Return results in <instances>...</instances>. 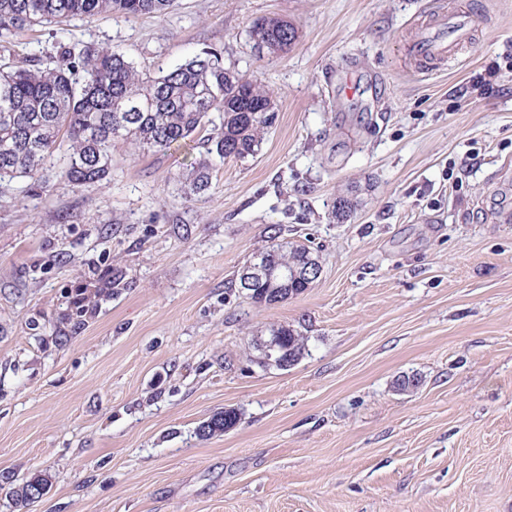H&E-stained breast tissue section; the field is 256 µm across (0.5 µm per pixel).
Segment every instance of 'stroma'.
<instances>
[{
	"mask_svg": "<svg viewBox=\"0 0 512 512\" xmlns=\"http://www.w3.org/2000/svg\"><path fill=\"white\" fill-rule=\"evenodd\" d=\"M444 5L484 21L425 68L410 36ZM264 15L294 25L287 53L254 50ZM65 36L152 75L217 49L275 114L199 194L180 180L196 137L116 143L101 183L0 184V512L38 472L33 512H512V0H176ZM273 240L321 274L260 305L237 274ZM274 325L306 339L285 369L259 362ZM405 373L421 386L398 391ZM227 408L237 424L200 437ZM50 486L51 476L46 472L35 473L21 483L12 485L11 496L15 506L19 509H29L47 494Z\"/></svg>",
	"mask_w": 512,
	"mask_h": 512,
	"instance_id": "stroma-1",
	"label": "stroma"
}]
</instances>
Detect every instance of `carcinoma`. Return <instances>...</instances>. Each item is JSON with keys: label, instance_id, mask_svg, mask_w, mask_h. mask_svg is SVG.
<instances>
[{"label": "carcinoma", "instance_id": "1", "mask_svg": "<svg viewBox=\"0 0 512 512\" xmlns=\"http://www.w3.org/2000/svg\"><path fill=\"white\" fill-rule=\"evenodd\" d=\"M174 0H0V47L12 50L23 29L60 27L75 16L100 14L125 18L162 14ZM255 46L268 54L285 53L296 40L294 26L279 17H261L249 28ZM55 53L20 56L0 69V181L38 179L45 161L62 154L57 171L71 184L103 181L112 174V143L165 151L200 132L213 112L221 123L203 140L206 157L185 176L192 193L211 185L215 159L244 160L258 154L274 118V93L260 82L224 68L221 52L203 50L158 76L139 72L134 63L108 46L55 42ZM313 253L304 246L271 244L254 255L271 258L272 267L293 270ZM311 282L288 278L263 281L249 291L257 304L278 302V289L302 294ZM285 336L293 361L305 353V339L286 326L270 329ZM238 421L226 409L200 427V435L220 434ZM51 476L35 473L11 487L15 506L27 509L49 491Z\"/></svg>", "mask_w": 512, "mask_h": 512}]
</instances>
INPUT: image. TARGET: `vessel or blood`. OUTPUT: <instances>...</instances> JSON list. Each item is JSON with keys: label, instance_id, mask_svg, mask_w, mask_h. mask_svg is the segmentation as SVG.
Returning a JSON list of instances; mask_svg holds the SVG:
<instances>
[{"label": "vessel or blood", "instance_id": "vessel-or-blood-1", "mask_svg": "<svg viewBox=\"0 0 512 512\" xmlns=\"http://www.w3.org/2000/svg\"><path fill=\"white\" fill-rule=\"evenodd\" d=\"M478 12L468 8H442L428 23L415 28L410 54L420 64H443L465 45L481 24Z\"/></svg>", "mask_w": 512, "mask_h": 512}]
</instances>
